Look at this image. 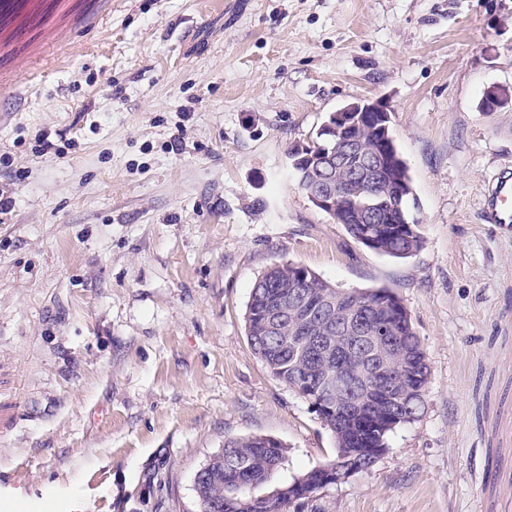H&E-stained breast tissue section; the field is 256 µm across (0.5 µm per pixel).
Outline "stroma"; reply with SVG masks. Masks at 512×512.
I'll list each match as a JSON object with an SVG mask.
<instances>
[{
	"instance_id": "35a3bbf8",
	"label": "stroma",
	"mask_w": 512,
	"mask_h": 512,
	"mask_svg": "<svg viewBox=\"0 0 512 512\" xmlns=\"http://www.w3.org/2000/svg\"><path fill=\"white\" fill-rule=\"evenodd\" d=\"M512 0H0V512H197L229 439L334 459L252 349L270 265L407 307L423 405L318 512H512ZM385 103L424 243L356 242L287 176ZM512 176L500 175L486 196V209L491 221L498 224L512 222Z\"/></svg>"
}]
</instances>
